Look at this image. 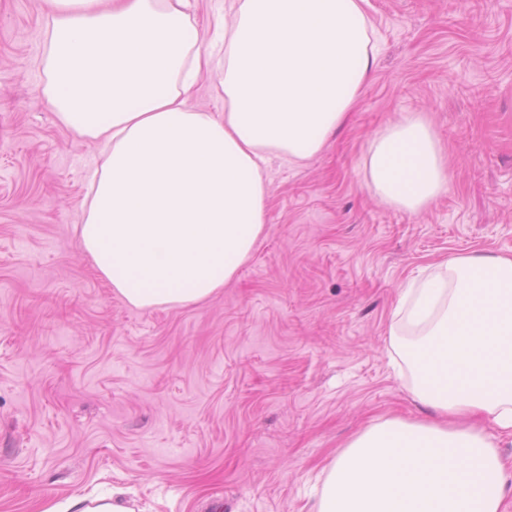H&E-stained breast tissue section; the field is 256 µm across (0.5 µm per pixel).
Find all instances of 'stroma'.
I'll use <instances>...</instances> for the list:
<instances>
[{
  "instance_id": "1",
  "label": "stroma",
  "mask_w": 512,
  "mask_h": 512,
  "mask_svg": "<svg viewBox=\"0 0 512 512\" xmlns=\"http://www.w3.org/2000/svg\"><path fill=\"white\" fill-rule=\"evenodd\" d=\"M377 61L314 158L271 157L268 223L219 294L127 305L77 226L101 158L43 98L46 0H0V512L122 489L135 512H311L369 424L422 421L390 333L399 285L512 256V0H366ZM408 112L448 153L424 211L374 199L373 136Z\"/></svg>"
}]
</instances>
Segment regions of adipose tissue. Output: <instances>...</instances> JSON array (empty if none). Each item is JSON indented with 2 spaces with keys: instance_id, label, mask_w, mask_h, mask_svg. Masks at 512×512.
Wrapping results in <instances>:
<instances>
[{
  "instance_id": "adipose-tissue-1",
  "label": "adipose tissue",
  "mask_w": 512,
  "mask_h": 512,
  "mask_svg": "<svg viewBox=\"0 0 512 512\" xmlns=\"http://www.w3.org/2000/svg\"><path fill=\"white\" fill-rule=\"evenodd\" d=\"M364 2L238 0L204 44L189 0H51L45 93L104 156L79 245L128 305L203 303L250 259L267 222L263 163L318 154L371 75ZM217 64L224 110L190 109ZM365 169L375 197L409 212L450 184L416 112L373 137ZM391 328L412 336V395L429 419L353 437L326 468L315 512H507L512 475L495 434H512V257L459 254L419 272Z\"/></svg>"
}]
</instances>
